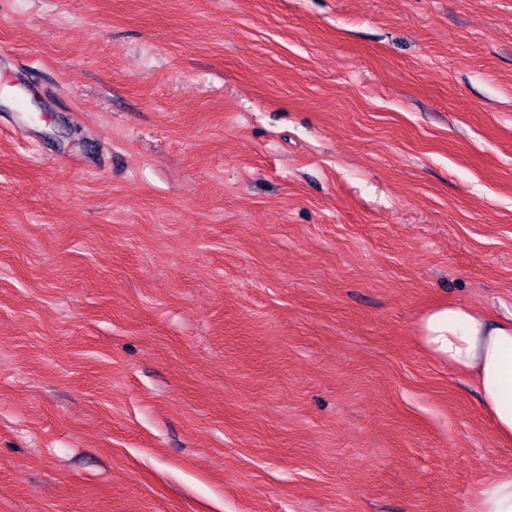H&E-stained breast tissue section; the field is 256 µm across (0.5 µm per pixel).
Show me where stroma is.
I'll return each mask as SVG.
<instances>
[{
  "label": "stroma",
  "instance_id": "1",
  "mask_svg": "<svg viewBox=\"0 0 512 512\" xmlns=\"http://www.w3.org/2000/svg\"><path fill=\"white\" fill-rule=\"evenodd\" d=\"M451 301L512 309V0H0V512H468Z\"/></svg>",
  "mask_w": 512,
  "mask_h": 512
}]
</instances>
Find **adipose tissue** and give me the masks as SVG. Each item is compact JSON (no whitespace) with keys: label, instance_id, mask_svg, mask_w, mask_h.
Instances as JSON below:
<instances>
[{"label":"adipose tissue","instance_id":"obj_1","mask_svg":"<svg viewBox=\"0 0 512 512\" xmlns=\"http://www.w3.org/2000/svg\"><path fill=\"white\" fill-rule=\"evenodd\" d=\"M421 339L449 369L473 383L497 438L512 443V316L493 319L451 303L426 317ZM470 512H512V471L488 477Z\"/></svg>","mask_w":512,"mask_h":512}]
</instances>
